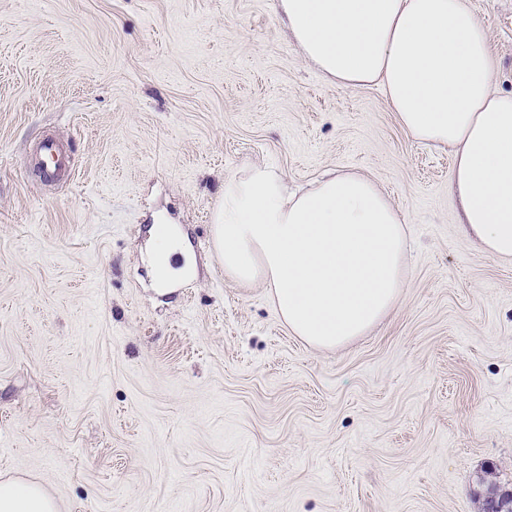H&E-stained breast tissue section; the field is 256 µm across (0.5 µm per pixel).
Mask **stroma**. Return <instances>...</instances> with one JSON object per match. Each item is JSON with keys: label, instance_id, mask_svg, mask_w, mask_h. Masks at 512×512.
Segmentation results:
<instances>
[{"label": "stroma", "instance_id": "35a3bbf8", "mask_svg": "<svg viewBox=\"0 0 512 512\" xmlns=\"http://www.w3.org/2000/svg\"><path fill=\"white\" fill-rule=\"evenodd\" d=\"M512 91V0H467ZM54 134L59 184L31 167ZM370 178L404 286L329 350L224 274V180ZM447 151L326 80L275 0H0V480L59 512H481L512 491V260L459 228ZM192 276L159 287L149 228Z\"/></svg>", "mask_w": 512, "mask_h": 512}]
</instances>
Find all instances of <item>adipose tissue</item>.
I'll use <instances>...</instances> for the list:
<instances>
[{
  "mask_svg": "<svg viewBox=\"0 0 512 512\" xmlns=\"http://www.w3.org/2000/svg\"><path fill=\"white\" fill-rule=\"evenodd\" d=\"M279 9L329 81L379 87L411 139L449 150L463 235L487 257L512 258V92L494 87L467 0H279ZM213 236L225 274L271 288L289 331L318 348L363 335L404 284V220L355 172L293 192L268 166L231 175ZM0 512L56 505L35 483L5 480Z\"/></svg>",
  "mask_w": 512,
  "mask_h": 512,
  "instance_id": "obj_1",
  "label": "adipose tissue"
}]
</instances>
